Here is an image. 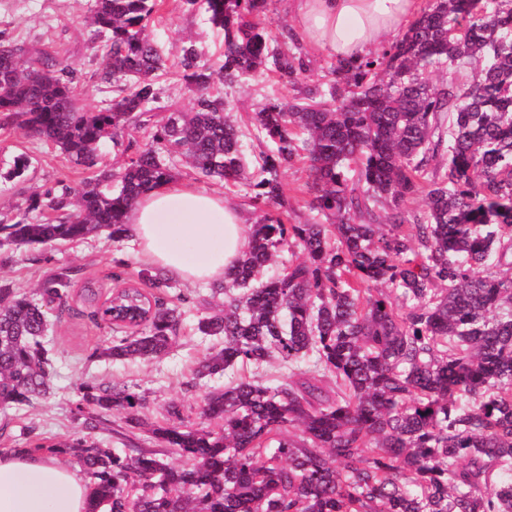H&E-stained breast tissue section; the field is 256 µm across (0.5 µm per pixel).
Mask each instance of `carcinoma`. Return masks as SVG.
Segmentation results:
<instances>
[{
	"label": "carcinoma",
	"instance_id": "carcinoma-1",
	"mask_svg": "<svg viewBox=\"0 0 512 512\" xmlns=\"http://www.w3.org/2000/svg\"><path fill=\"white\" fill-rule=\"evenodd\" d=\"M158 2L94 0L91 24L110 42L99 80L115 84L95 112L61 62L0 38V113L94 167L98 146L120 145L158 98L164 59L147 33ZM203 5L224 31V60L206 67L183 48L191 111L169 113L120 170L65 188L64 216L0 224V250L101 232L126 240L128 210L175 177L173 157L203 177L253 183L261 211L287 207L282 171L303 160L307 208L326 222L265 214L212 285L223 302L197 331L220 345L195 376L245 365L253 377L228 375L207 393L197 426L176 404L147 421L146 393L128 386L76 383L85 428L123 410L182 459L80 441L86 512H512V0H427L388 49L338 59L312 84L293 30L261 25L267 0ZM261 70L297 95L254 112L271 149L251 172L232 108L210 86ZM437 157L444 164L429 169ZM287 246L302 257L266 275ZM139 277L94 312L124 332L95 356L149 361L179 335L189 298L146 293L171 287L158 270ZM68 284L58 272L32 296L0 281L1 409L50 394V315ZM17 451L66 449L29 437Z\"/></svg>",
	"mask_w": 512,
	"mask_h": 512
}]
</instances>
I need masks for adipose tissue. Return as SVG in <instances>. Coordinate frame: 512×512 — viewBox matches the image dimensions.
I'll return each instance as SVG.
<instances>
[{
	"label": "adipose tissue",
	"instance_id": "obj_1",
	"mask_svg": "<svg viewBox=\"0 0 512 512\" xmlns=\"http://www.w3.org/2000/svg\"><path fill=\"white\" fill-rule=\"evenodd\" d=\"M418 0H289L302 41L357 59L389 43L417 12ZM138 253L188 282H220L252 234L222 195L171 181L141 196L128 214ZM89 489L59 461L0 454V512H86Z\"/></svg>",
	"mask_w": 512,
	"mask_h": 512
}]
</instances>
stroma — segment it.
<instances>
[{
  "instance_id": "stroma-1",
  "label": "stroma",
  "mask_w": 512,
  "mask_h": 512,
  "mask_svg": "<svg viewBox=\"0 0 512 512\" xmlns=\"http://www.w3.org/2000/svg\"><path fill=\"white\" fill-rule=\"evenodd\" d=\"M91 4L92 0H0V37L29 50L54 54L82 86L85 108L95 111L111 99L112 89L98 81L105 49L103 40L94 37L88 23ZM150 29L163 50L166 64L156 79L159 99L145 114L142 128L132 133L137 148L150 140L165 116L193 106L194 91L185 82L179 65L183 44H194L201 61L208 64L220 62L224 50L221 32L208 22L201 9L185 0H161ZM211 91L230 101L233 115L247 135L248 163L257 166L266 146L253 135V113L265 98L291 99L293 89L273 73L265 72L232 87L214 81ZM21 157L27 159L28 165L20 170L15 163ZM176 169L178 180L223 193L227 201L245 211L249 223L259 221L261 213L251 204L250 186H224L222 182L192 174L181 162ZM89 175V170L72 168L59 150L0 115V220L7 222L25 213L32 219H43L42 211L29 208L34 194L48 190L53 195H62L65 187ZM137 251L133 242L115 243L102 233L77 243L0 255V279L29 294L35 293L53 271H67L70 278V309L52 316L49 331L55 366L53 391L48 398L0 411V453L22 444L29 433L49 445H69L80 438L117 450L156 449L166 462H176V455L158 448L148 433L127 425L123 412L104 415L96 429L88 431L76 409L75 385L79 380L114 382L148 393L146 415L150 419H161L165 406L175 402L182 406L186 422L195 424L204 396L224 386L223 377L199 379L194 375L198 362L216 344L215 339L201 336L196 330L198 317L216 303L206 282L173 279V287L188 296L189 301L184 306L186 315L180 334L162 357L113 362L95 356V349L109 344L113 333L95 323L93 308L81 299L80 292L92 283L101 297H108L115 285L113 273L119 258L127 263L126 280H136L145 266Z\"/></svg>"
}]
</instances>
